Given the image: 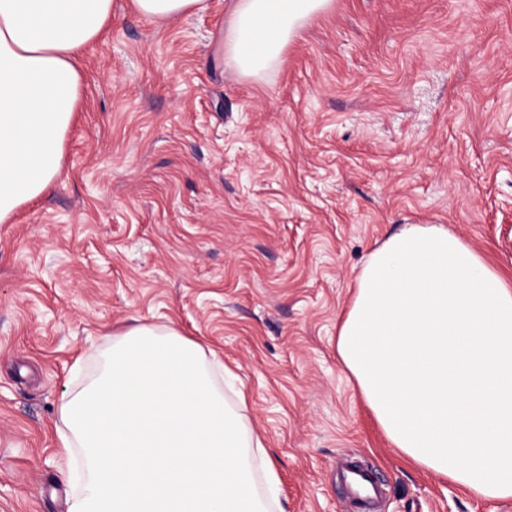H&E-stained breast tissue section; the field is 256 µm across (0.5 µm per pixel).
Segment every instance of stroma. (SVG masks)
<instances>
[{"label": "stroma", "mask_w": 512, "mask_h": 512, "mask_svg": "<svg viewBox=\"0 0 512 512\" xmlns=\"http://www.w3.org/2000/svg\"><path fill=\"white\" fill-rule=\"evenodd\" d=\"M231 0H112L60 176L0 223V512H68L60 406L113 335L172 327L239 376L279 512H512L406 462L336 354L370 251L442 224L512 280V0H332L280 61L216 55ZM132 10L156 25L162 26L191 14L203 12L206 0H131Z\"/></svg>", "instance_id": "1"}]
</instances>
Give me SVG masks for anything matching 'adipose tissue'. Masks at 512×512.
I'll list each match as a JSON object with an SVG mask.
<instances>
[{"instance_id":"adipose-tissue-1","label":"adipose tissue","mask_w":512,"mask_h":512,"mask_svg":"<svg viewBox=\"0 0 512 512\" xmlns=\"http://www.w3.org/2000/svg\"><path fill=\"white\" fill-rule=\"evenodd\" d=\"M330 0H234L223 53L259 76ZM156 25L206 0H131ZM112 0H0V223L59 175L82 95L77 53ZM336 353L385 436L421 469L512 497V281L440 225L409 224L369 255Z\"/></svg>"}]
</instances>
